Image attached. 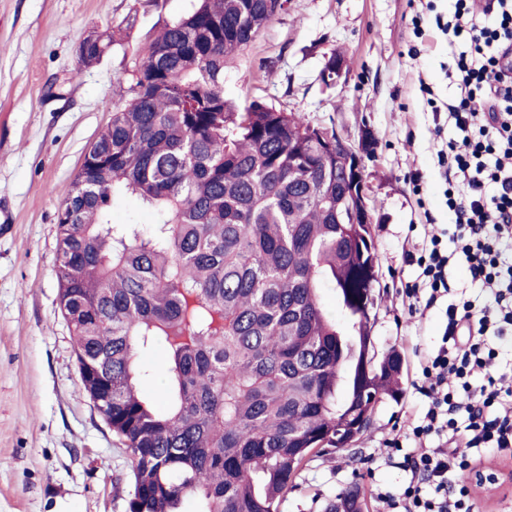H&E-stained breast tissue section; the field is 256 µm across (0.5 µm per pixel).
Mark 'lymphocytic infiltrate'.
Returning <instances> with one entry per match:
<instances>
[{
    "label": "lymphocytic infiltrate",
    "instance_id": "lymphocytic-infiltrate-1",
    "mask_svg": "<svg viewBox=\"0 0 512 512\" xmlns=\"http://www.w3.org/2000/svg\"><path fill=\"white\" fill-rule=\"evenodd\" d=\"M479 11L498 15V27L478 28ZM440 29L470 41L452 67L460 92L445 105L458 136L438 152L452 189L455 248L445 251L434 236L406 254L418 268L401 291L409 314L441 301L446 308L439 345L416 355L412 386L425 406L387 442L408 472L402 491L387 497L392 512H472L458 473L487 449H512V71L501 64L512 48V0H457ZM454 264L466 268L475 292L451 303ZM478 370L484 382L475 388Z\"/></svg>",
    "mask_w": 512,
    "mask_h": 512
}]
</instances>
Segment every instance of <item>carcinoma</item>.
<instances>
[{
	"label": "carcinoma",
	"instance_id": "cac0c4a2",
	"mask_svg": "<svg viewBox=\"0 0 512 512\" xmlns=\"http://www.w3.org/2000/svg\"><path fill=\"white\" fill-rule=\"evenodd\" d=\"M286 3L197 0L166 24L58 209L59 307L78 372L107 367L128 512H282L307 463L350 448L399 394V354L365 369L376 253L371 225L336 223L351 210L336 154L304 116L224 97L225 65ZM118 44L94 33L82 64ZM129 197L155 222L113 223ZM158 346L160 404L142 390ZM365 507L353 494L326 512Z\"/></svg>",
	"mask_w": 512,
	"mask_h": 512
}]
</instances>
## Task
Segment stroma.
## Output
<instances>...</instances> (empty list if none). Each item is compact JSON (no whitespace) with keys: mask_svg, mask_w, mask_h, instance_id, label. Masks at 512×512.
I'll list each match as a JSON object with an SVG mask.
<instances>
[{"mask_svg":"<svg viewBox=\"0 0 512 512\" xmlns=\"http://www.w3.org/2000/svg\"><path fill=\"white\" fill-rule=\"evenodd\" d=\"M193 0H0V512H127L131 457L81 387L54 271L59 204L85 152L112 116L145 43ZM456 0H288L285 10L224 69L237 106L259 99L336 130L363 155L376 253L370 310L376 357L403 360L399 400L383 398L355 451L313 458L285 512H325L359 488L367 512H389L402 455H387L395 426L421 397L413 347L439 340V310L412 317L399 288L414 269L409 242L452 227L437 152L454 132L432 105L454 97L453 49L437 19ZM122 48L82 66L89 32ZM346 68L322 82L333 55Z\"/></svg>","mask_w":512,"mask_h":512,"instance_id":"obj_1","label":"stroma"}]
</instances>
